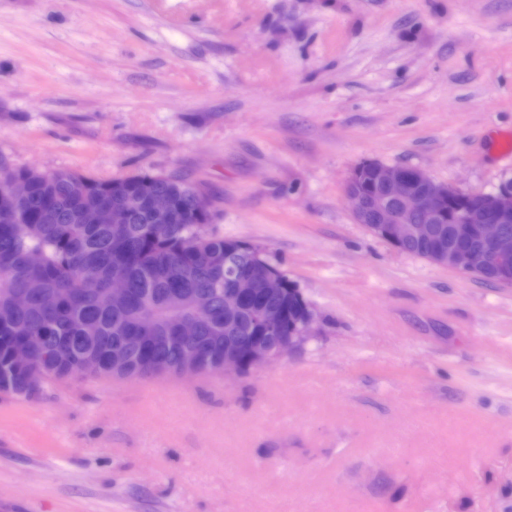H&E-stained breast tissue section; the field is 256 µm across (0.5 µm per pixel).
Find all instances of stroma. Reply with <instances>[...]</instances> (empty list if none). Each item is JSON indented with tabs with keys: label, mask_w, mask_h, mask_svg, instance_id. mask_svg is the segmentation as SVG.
Wrapping results in <instances>:
<instances>
[{
	"label": "stroma",
	"mask_w": 512,
	"mask_h": 512,
	"mask_svg": "<svg viewBox=\"0 0 512 512\" xmlns=\"http://www.w3.org/2000/svg\"><path fill=\"white\" fill-rule=\"evenodd\" d=\"M512 0H0V164L178 172L319 320L241 378L0 397V512H512V285L355 222L512 177Z\"/></svg>",
	"instance_id": "1"
}]
</instances>
